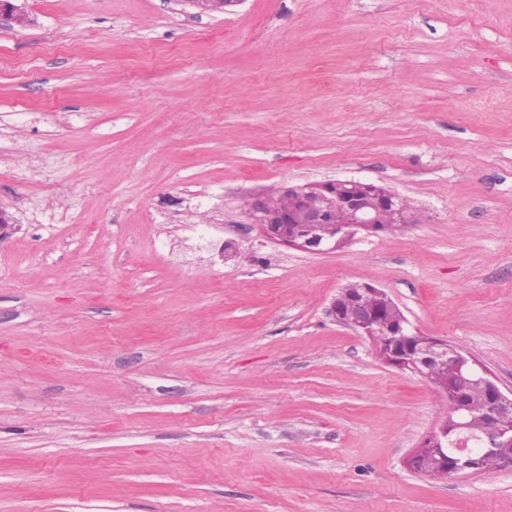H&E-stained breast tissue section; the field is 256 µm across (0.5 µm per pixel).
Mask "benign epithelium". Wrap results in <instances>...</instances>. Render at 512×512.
Returning <instances> with one entry per match:
<instances>
[{
	"label": "benign epithelium",
	"instance_id": "benign-epithelium-1",
	"mask_svg": "<svg viewBox=\"0 0 512 512\" xmlns=\"http://www.w3.org/2000/svg\"><path fill=\"white\" fill-rule=\"evenodd\" d=\"M242 2L243 0H189L190 5L202 10L226 12ZM5 23H27V16L11 0H0V26ZM284 192L288 193L292 201V207L288 211L281 210L272 196L259 193L247 200L248 215L268 240L311 254L335 251L359 234L371 236L380 233L375 212V206L379 204L388 208L399 223L408 221L404 199L371 182L354 179L326 181L291 186L284 189ZM338 208L348 213V222L338 225L336 236L332 239H321L315 233V226L330 223L332 212ZM288 224L299 225V229L291 236L286 232ZM371 293L388 298L384 290L369 283L343 287L330 307L336 322L353 329L372 342L388 336L394 346L399 342L408 344L418 336V332L407 321L391 328L383 325L375 309L364 299V295ZM396 361L398 368L421 378L431 377L432 366L446 361L453 366L458 381L479 383L491 395L485 416L486 427L481 436L474 437L468 432L466 408L458 403L453 387L439 386L440 390L450 396L455 412L454 423L448 426L442 422L427 434L420 447L408 457V467H414L418 457L432 451L439 455L451 454L455 459L456 473H471L476 457L497 453L503 448H512V395H505L475 360L446 342L435 341L425 347H412L405 354L397 353Z\"/></svg>",
	"mask_w": 512,
	"mask_h": 512
}]
</instances>
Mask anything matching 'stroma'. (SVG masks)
<instances>
[{"label": "stroma", "instance_id": "obj_1", "mask_svg": "<svg viewBox=\"0 0 512 512\" xmlns=\"http://www.w3.org/2000/svg\"><path fill=\"white\" fill-rule=\"evenodd\" d=\"M15 3L0 512H512L510 471L407 467L444 395L329 313L371 282L512 392V0ZM336 179L417 222L325 254L251 224Z\"/></svg>", "mask_w": 512, "mask_h": 512}]
</instances>
